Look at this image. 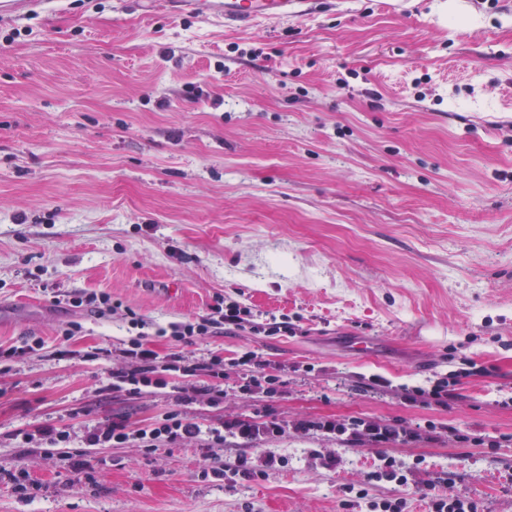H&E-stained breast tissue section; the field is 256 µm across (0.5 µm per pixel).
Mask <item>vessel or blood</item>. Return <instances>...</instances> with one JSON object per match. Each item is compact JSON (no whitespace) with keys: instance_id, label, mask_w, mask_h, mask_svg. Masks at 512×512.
<instances>
[{"instance_id":"b4317fda","label":"vessel or blood","mask_w":512,"mask_h":512,"mask_svg":"<svg viewBox=\"0 0 512 512\" xmlns=\"http://www.w3.org/2000/svg\"><path fill=\"white\" fill-rule=\"evenodd\" d=\"M192 10L206 9L225 27L246 30L255 23L279 21L309 9V0H183Z\"/></svg>"}]
</instances>
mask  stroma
Listing matches in <instances>:
<instances>
[{"instance_id": "obj_1", "label": "stroma", "mask_w": 512, "mask_h": 512, "mask_svg": "<svg viewBox=\"0 0 512 512\" xmlns=\"http://www.w3.org/2000/svg\"><path fill=\"white\" fill-rule=\"evenodd\" d=\"M69 292L112 310L56 303ZM219 296L258 330L156 335ZM133 314L160 354L222 355L223 399L112 390ZM273 318L293 333L265 335ZM27 340L0 367V471L44 490L0 485V512H346L344 487L381 452L417 464L407 485L367 487L402 512L433 493L512 512V0H321L245 31L179 0L0 11V346ZM248 351L276 395L239 392ZM453 374L447 407L402 397ZM175 409L205 428L288 420L216 451L288 464L211 483L204 442L122 445L88 450L90 482L13 437L67 424L78 448L100 422ZM355 418L405 434L379 447L293 428ZM66 303L73 308H79L82 306H90L96 309V312L102 314L104 311L112 310L111 298L107 294H83L74 293L67 295ZM24 500H34L42 491V484L34 480L24 468L1 473L0 483Z\"/></svg>"}]
</instances>
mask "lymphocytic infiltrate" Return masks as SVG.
I'll return each mask as SVG.
<instances>
[{
	"instance_id": "1",
	"label": "lymphocytic infiltrate",
	"mask_w": 512,
	"mask_h": 512,
	"mask_svg": "<svg viewBox=\"0 0 512 512\" xmlns=\"http://www.w3.org/2000/svg\"><path fill=\"white\" fill-rule=\"evenodd\" d=\"M252 323V311L249 307L236 301L217 299L208 312L193 321L173 322L169 327L159 328V335H169L176 340H184L191 336H204L221 329H243ZM121 354L128 361L127 368L118 369L112 373V387L117 391L136 394L143 389L153 387L163 389L169 386L175 377L202 376L209 380H219L224 376V360L213 355L198 363H189L180 353L160 355L150 348L148 343L134 340L128 348L122 349ZM286 427L285 422L270 421L256 424L247 420L232 419L225 421L223 427L202 431L200 425L188 418L181 411L168 413L163 422L150 428H130L126 420L118 419L106 421L84 434L85 448H109L132 444L137 447L153 451L160 445H177L185 440H198L201 437L208 439L216 445L223 444L225 435L231 434L250 441H260L263 438L282 433ZM314 429L327 434H338L346 437L348 442L368 439L375 445L394 442L401 434L397 427L385 424L354 419L346 424H339L333 420L314 422ZM18 438L22 441H31L32 437H39L45 446V451L51 455H58L67 460L71 473L79 475L91 474L92 469L84 459L82 451L71 450L70 431L65 427L48 426L39 429L37 434L18 431ZM285 456L271 449H264L258 459L245 456L239 457L232 470H225L222 462L209 461L204 463L199 471L201 479L214 481L223 479L225 473L245 479L263 477L266 470L275 469L286 464Z\"/></svg>"
}]
</instances>
